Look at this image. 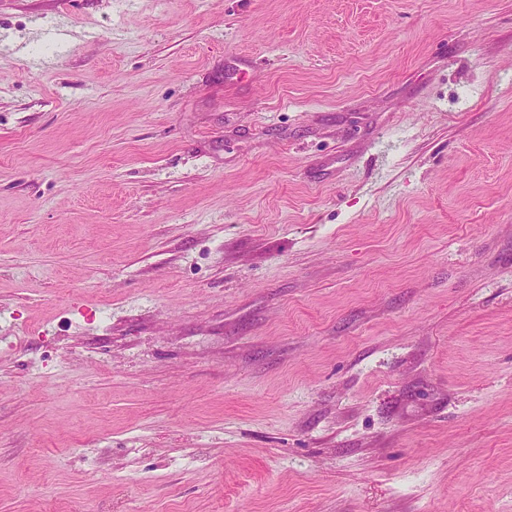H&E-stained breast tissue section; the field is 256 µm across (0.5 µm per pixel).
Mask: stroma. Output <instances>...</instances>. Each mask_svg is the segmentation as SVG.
<instances>
[{
  "label": "stroma",
  "mask_w": 512,
  "mask_h": 512,
  "mask_svg": "<svg viewBox=\"0 0 512 512\" xmlns=\"http://www.w3.org/2000/svg\"><path fill=\"white\" fill-rule=\"evenodd\" d=\"M0 512H512V0H0Z\"/></svg>",
  "instance_id": "35a3bbf8"
}]
</instances>
